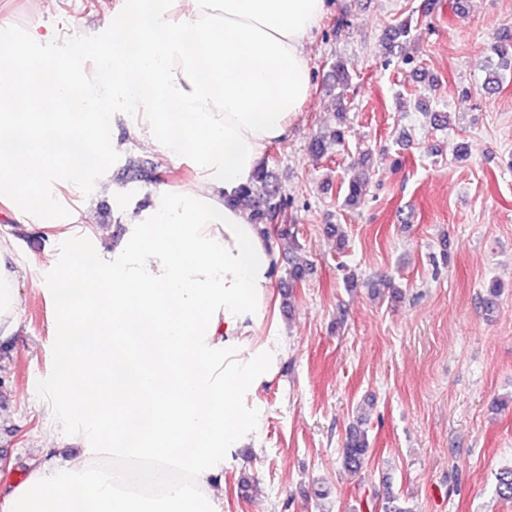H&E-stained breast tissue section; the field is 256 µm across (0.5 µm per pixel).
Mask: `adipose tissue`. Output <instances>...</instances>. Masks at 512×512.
Here are the masks:
<instances>
[{"label":"adipose tissue","mask_w":512,"mask_h":512,"mask_svg":"<svg viewBox=\"0 0 512 512\" xmlns=\"http://www.w3.org/2000/svg\"><path fill=\"white\" fill-rule=\"evenodd\" d=\"M326 8L120 0L110 39L68 47L58 33L71 17L27 28L0 17L1 214L58 228L52 189L108 191L104 160L135 144L195 173L119 236H78L91 264L44 252L65 365L40 406L43 437H78L85 452L34 465L0 512H223L226 456L258 430L249 398L267 367L254 335L278 258L235 196L302 115L305 42ZM21 268L13 235L0 233V340L21 328Z\"/></svg>","instance_id":"adipose-tissue-1"}]
</instances>
